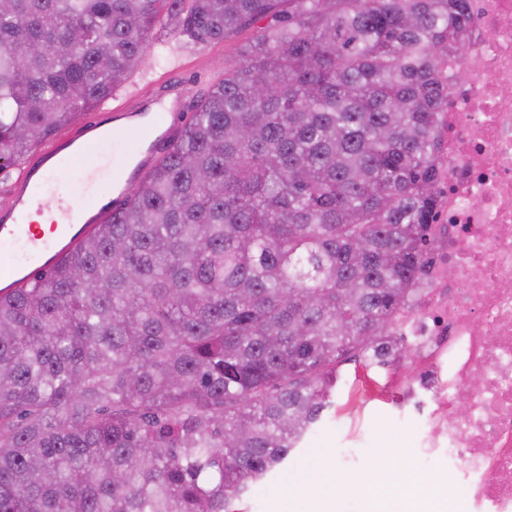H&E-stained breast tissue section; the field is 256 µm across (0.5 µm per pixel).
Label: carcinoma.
I'll return each mask as SVG.
<instances>
[{
    "mask_svg": "<svg viewBox=\"0 0 512 512\" xmlns=\"http://www.w3.org/2000/svg\"><path fill=\"white\" fill-rule=\"evenodd\" d=\"M469 0H0V171L173 38L269 18L129 195L0 293V512H229L430 266Z\"/></svg>",
    "mask_w": 512,
    "mask_h": 512,
    "instance_id": "cac0c4a2",
    "label": "carcinoma"
}]
</instances>
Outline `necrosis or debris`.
Masks as SVG:
<instances>
[{
    "instance_id": "necrosis-or-debris-1",
    "label": "necrosis or debris",
    "mask_w": 512,
    "mask_h": 512,
    "mask_svg": "<svg viewBox=\"0 0 512 512\" xmlns=\"http://www.w3.org/2000/svg\"><path fill=\"white\" fill-rule=\"evenodd\" d=\"M468 48L442 64L429 274L394 333L431 393L421 450L448 452L457 512H512V0H470Z\"/></svg>"
}]
</instances>
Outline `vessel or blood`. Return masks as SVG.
<instances>
[{"mask_svg": "<svg viewBox=\"0 0 512 512\" xmlns=\"http://www.w3.org/2000/svg\"><path fill=\"white\" fill-rule=\"evenodd\" d=\"M183 107L181 96L164 97L155 104L123 102L115 112L104 113L75 133L56 138L39 153L17 187L10 206L0 211V243L12 250L10 263L0 266V287L18 286L21 273L42 269L49 260H60L90 226L98 223L115 193L130 188L131 181L154 160L161 145L178 127ZM132 122L140 137L132 154H118L112 148L113 120ZM94 144L101 150L102 168H86L58 207V222L49 230L29 223L38 196L46 191L61 163L80 155L83 146ZM93 197L94 206L79 205V198Z\"/></svg>", "mask_w": 512, "mask_h": 512, "instance_id": "1", "label": "vessel or blood"}]
</instances>
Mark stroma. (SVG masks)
<instances>
[{"label":"stroma","instance_id":"obj_1","mask_svg":"<svg viewBox=\"0 0 512 512\" xmlns=\"http://www.w3.org/2000/svg\"><path fill=\"white\" fill-rule=\"evenodd\" d=\"M253 36L242 31L221 42L197 43L181 37L180 47L170 43L167 24H158L145 62L126 81L125 90L153 98L172 67H180L190 98L221 81L242 58ZM415 365L413 353L380 366L361 357H349L336 368L333 407L319 432L254 484L236 512H309L318 487L336 482L335 512H368L366 499L344 492L347 480L381 482L405 487L404 466L415 450L418 422L429 405L409 402L397 380L399 372Z\"/></svg>","mask_w":512,"mask_h":512}]
</instances>
